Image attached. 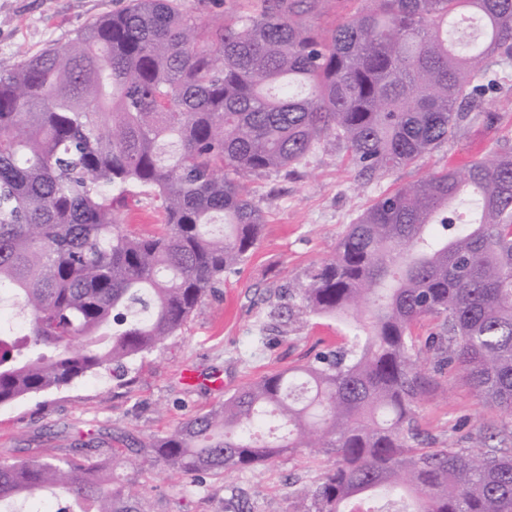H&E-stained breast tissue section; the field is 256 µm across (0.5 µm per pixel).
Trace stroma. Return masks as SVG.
Segmentation results:
<instances>
[{
	"label": "stroma",
	"instance_id": "obj_1",
	"mask_svg": "<svg viewBox=\"0 0 512 512\" xmlns=\"http://www.w3.org/2000/svg\"><path fill=\"white\" fill-rule=\"evenodd\" d=\"M126 0H0V70L43 48L63 46L94 18L121 10ZM501 85L486 94L482 111L495 120L466 126L430 156L359 181L346 149L324 142L307 165L250 177L265 214L263 236L247 261L226 274L178 336L136 358L125 378L100 371L70 385L0 407V461L75 456L74 440L90 435L104 452L126 436L145 440L173 431L186 419L221 405L258 377L304 363L341 346L347 325L315 315L293 326L272 319L284 290L328 258L347 226L374 200L431 172L461 169L512 148V64L497 68ZM429 386L418 406L426 445L466 448L477 429L497 432L501 412L481 402L458 370L425 363ZM326 456L284 455L217 478H185L154 463L143 475L155 512H288L292 498L330 468Z\"/></svg>",
	"mask_w": 512,
	"mask_h": 512
}]
</instances>
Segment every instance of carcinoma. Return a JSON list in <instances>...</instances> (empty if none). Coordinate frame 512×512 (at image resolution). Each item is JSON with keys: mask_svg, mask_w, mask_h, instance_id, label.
<instances>
[{"mask_svg": "<svg viewBox=\"0 0 512 512\" xmlns=\"http://www.w3.org/2000/svg\"><path fill=\"white\" fill-rule=\"evenodd\" d=\"M343 4L329 27L308 22ZM512 60V0H225L203 26L181 0L115 13L0 71V407L123 370L178 335L258 244L244 179L345 145L370 181L452 139ZM157 203L124 229L130 189ZM306 313L369 322L351 345L263 376L148 442L180 476L308 452L334 458L289 512H512V451L420 448L419 367L461 370L512 437V151L379 196L292 285ZM438 331L416 348L412 326ZM151 512L129 454L0 461V509ZM119 218L128 230L145 233L158 227L160 217L153 200L147 195L139 194L119 211Z\"/></svg>", "mask_w": 512, "mask_h": 512, "instance_id": "cac0c4a2", "label": "carcinoma"}]
</instances>
